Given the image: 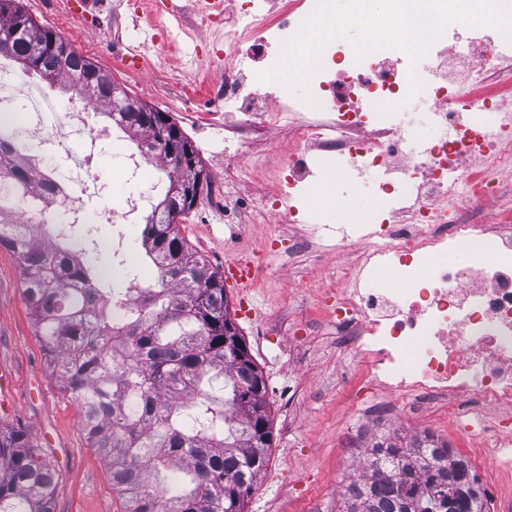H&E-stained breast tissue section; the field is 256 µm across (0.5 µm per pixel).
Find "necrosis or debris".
I'll return each mask as SVG.
<instances>
[{"label":"necrosis or debris","instance_id":"necrosis-or-debris-1","mask_svg":"<svg viewBox=\"0 0 512 512\" xmlns=\"http://www.w3.org/2000/svg\"><path fill=\"white\" fill-rule=\"evenodd\" d=\"M318 0H286L268 16L262 0H240L236 19L224 24L222 0H211L198 27H224V87L202 89L209 112L235 118L229 131L250 173L263 176L266 161L251 154L258 128L290 125L294 138L281 167L289 189L312 174L307 156H356L361 168L384 172L380 190L407 205L411 218L374 219L359 233L363 247L336 287L312 294L345 347L359 362L363 380L380 382L419 405L445 408L449 422L464 426L481 445L483 461L512 473V199L498 195V172L512 164V40L496 29L469 40L466 71H455L445 52H434L426 71L412 72L408 54L381 49L356 55L345 40L329 42L321 66L307 78L306 99L292 97L276 81H245V73L281 68V44L315 12ZM431 102L442 131L422 149L405 146L390 123L411 96ZM22 107L17 149L49 205H19L15 220L54 223L60 206L86 210L107 185L62 176L61 161L91 168L112 128L95 123V109L76 94L61 105L52 126L32 115L50 109L28 76L0 64V112ZM498 115L487 126L486 113ZM57 158L46 166V158ZM499 197L496 208L482 206ZM446 262L428 265L431 254Z\"/></svg>","mask_w":512,"mask_h":512}]
</instances>
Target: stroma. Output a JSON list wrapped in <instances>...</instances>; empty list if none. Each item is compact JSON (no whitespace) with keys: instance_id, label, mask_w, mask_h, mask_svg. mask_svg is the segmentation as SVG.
<instances>
[{"instance_id":"35a3bbf8","label":"stroma","mask_w":512,"mask_h":512,"mask_svg":"<svg viewBox=\"0 0 512 512\" xmlns=\"http://www.w3.org/2000/svg\"><path fill=\"white\" fill-rule=\"evenodd\" d=\"M24 2L37 22L67 38L132 96L168 112L193 143L209 181L196 208L179 223L188 243L216 269L241 255L250 256L258 268L248 295L260 315L247 313L238 288L225 287L230 314L266 380L273 432L267 468L245 512H339L336 473L345 468L349 449L363 445L376 430L430 432L475 461L479 449L463 440L458 427L444 424L439 407L415 406L376 384L351 394L354 354L320 310L291 299L293 292L326 286L354 262L359 245L342 242L336 229L390 209L378 190L380 174L347 165L318 170L312 189L299 200L297 223L282 222L261 210L264 200L280 190L273 176L253 178L243 162L225 158L223 119L207 122L195 107L171 103L184 72L223 87L224 71L209 56L224 47L223 27H171L183 46L180 62L174 63L144 22L150 0L134 13L120 0H100L80 18L61 0ZM117 40L149 53L157 77L113 68L110 47ZM294 237L301 238V246L284 252L281 240ZM22 289L14 257L0 249V371L12 378L11 386L0 389V429L24 431L55 466L54 512H122L123 502L90 446L79 409L45 367Z\"/></svg>"}]
</instances>
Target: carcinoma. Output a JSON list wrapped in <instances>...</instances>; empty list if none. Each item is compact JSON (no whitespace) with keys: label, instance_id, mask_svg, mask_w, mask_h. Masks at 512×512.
Returning a JSON list of instances; mask_svg holds the SVG:
<instances>
[{"label":"carcinoma","instance_id":"cac0c4a2","mask_svg":"<svg viewBox=\"0 0 512 512\" xmlns=\"http://www.w3.org/2000/svg\"><path fill=\"white\" fill-rule=\"evenodd\" d=\"M0 54L31 69L55 66L60 89H73L103 104L102 121L124 132L141 155L170 165L168 183L204 173L196 151L186 166L160 149L150 112H117L99 91L81 87L100 67L77 54L62 35L38 24L23 0H0ZM16 129L0 122V248L21 270L24 299L41 339L46 365L80 409L91 447L112 477L124 512H244L266 468L272 430L266 383L232 322L224 275L194 250L172 218L187 207L167 194L143 216L139 245L124 232L112 236V277L94 260L98 227L62 211L37 239L26 224H13L15 205L37 208L34 180L25 164L1 150ZM139 267L155 271L151 285L120 274L126 251ZM238 341L224 346V332ZM368 476L345 485L342 512H439L448 506V484L469 467L448 443L425 433L384 431L365 444ZM176 467L185 487L172 490L164 473ZM56 471L20 431L0 430V512H51Z\"/></svg>","mask_w":512,"mask_h":512}]
</instances>
